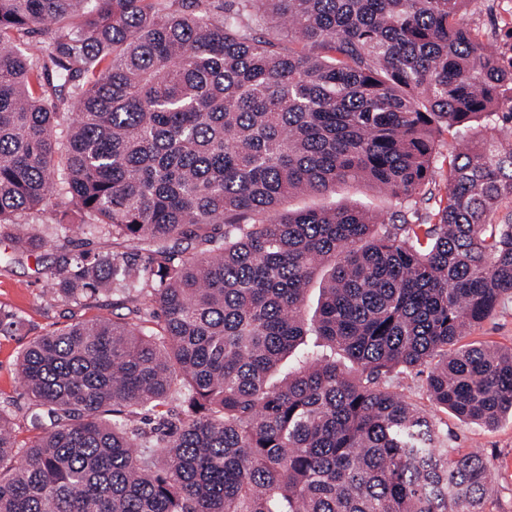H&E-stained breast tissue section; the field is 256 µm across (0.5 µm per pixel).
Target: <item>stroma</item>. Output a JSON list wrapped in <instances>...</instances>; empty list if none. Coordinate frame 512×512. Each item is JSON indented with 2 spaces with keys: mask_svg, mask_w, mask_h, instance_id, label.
<instances>
[{
  "mask_svg": "<svg viewBox=\"0 0 512 512\" xmlns=\"http://www.w3.org/2000/svg\"><path fill=\"white\" fill-rule=\"evenodd\" d=\"M347 201L359 202L387 216L400 209L394 198L354 185L324 195L294 197L289 199L288 206L333 207ZM61 253V242L53 241L38 254L17 260L10 242L0 241V313L17 318L15 327L0 332V407L9 412L19 439L24 441L32 439L35 431L30 425L31 401L17 372L19 353L33 338L63 327L73 318L89 319L113 311L108 294L76 305L47 293V279ZM464 336L469 342L512 347V297L501 301L480 325L466 329ZM441 426L448 433L449 447L479 452L493 464V512H512V420L506 418L488 428L445 414Z\"/></svg>",
  "mask_w": 512,
  "mask_h": 512,
  "instance_id": "35a3bbf8",
  "label": "stroma"
}]
</instances>
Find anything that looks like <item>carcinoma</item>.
I'll return each mask as SVG.
<instances>
[{"mask_svg": "<svg viewBox=\"0 0 512 512\" xmlns=\"http://www.w3.org/2000/svg\"><path fill=\"white\" fill-rule=\"evenodd\" d=\"M470 2L0 0V239L44 248L16 218L58 190L149 255H62L52 296L134 307L21 352L50 425L0 409V512H490V461L387 386L512 417V348L462 342L512 295V45ZM347 184L408 209L287 207ZM426 373H403L393 377L391 390L404 395L409 401L430 409L431 405L426 393Z\"/></svg>", "mask_w": 512, "mask_h": 512, "instance_id": "carcinoma-1", "label": "carcinoma"}]
</instances>
